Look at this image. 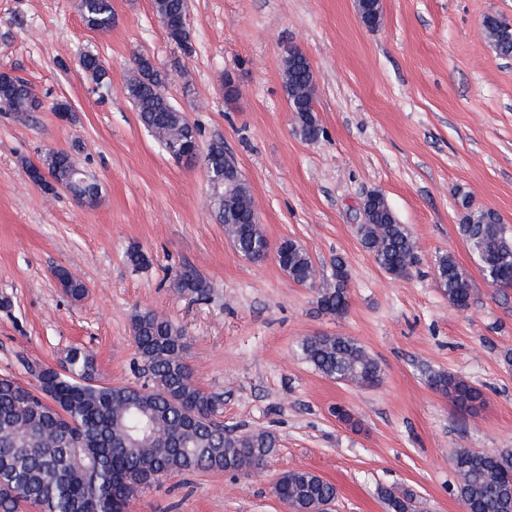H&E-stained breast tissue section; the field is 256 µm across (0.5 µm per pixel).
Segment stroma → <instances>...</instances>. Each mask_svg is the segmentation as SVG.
I'll use <instances>...</instances> for the list:
<instances>
[{
	"instance_id": "stroma-1",
	"label": "stroma",
	"mask_w": 512,
	"mask_h": 512,
	"mask_svg": "<svg viewBox=\"0 0 512 512\" xmlns=\"http://www.w3.org/2000/svg\"><path fill=\"white\" fill-rule=\"evenodd\" d=\"M376 28L355 0H187L190 50L172 42L153 0H112L111 32L89 29L80 0H0V73L26 81L34 112L0 107V376L30 382L25 360L53 366L91 352L102 382L141 385L131 331L141 308L190 339L189 363L238 433L264 430L277 451L261 476L202 472L166 480L128 512H284L273 487L304 468L336 485L333 512H387L379 488L413 493L417 512H463L452 458L512 448V288H490L458 226L457 191L512 233V60L488 40L484 15L512 21V0H382ZM315 80L324 129L301 137L282 86L286 48ZM107 67L96 84L78 64ZM145 57L202 147L224 146L252 192L270 246L299 241L323 276L349 272L345 315L320 313L312 289L274 256H241L210 208L203 160L169 157L141 125L127 85ZM238 88L224 97V82ZM70 105L61 122L55 107ZM71 154L101 187L95 204L45 190L28 169ZM382 192L420 243L409 277L382 271L357 233L366 193ZM140 250L148 265L130 263ZM469 275L468 308L449 305L435 263ZM65 268L89 292L65 293ZM208 280L207 298L175 275ZM315 334L349 336L379 362L373 387L343 384L301 360ZM445 372L480 390L473 410L434 390ZM343 406L353 423L338 421Z\"/></svg>"
}]
</instances>
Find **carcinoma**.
Returning <instances> with one entry per match:
<instances>
[{
  "mask_svg": "<svg viewBox=\"0 0 512 512\" xmlns=\"http://www.w3.org/2000/svg\"><path fill=\"white\" fill-rule=\"evenodd\" d=\"M154 8L159 15L177 17L184 0H154ZM356 8L362 23L378 25L380 0H357ZM80 10L88 28L112 31V0H80ZM482 25L497 53H512V25L493 14L485 16ZM140 64V75L128 85L129 97L140 123L168 154L196 132L160 93L167 74L147 59H140ZM82 67L98 84L106 78V69L94 54L82 56ZM282 81L301 136L317 140L324 130L314 113V99L300 94L314 84V76L299 51L284 58ZM0 104L16 112L40 107L28 83L6 73L0 74ZM45 161L62 172L78 167L63 152L48 154ZM225 165L224 149L209 147L205 166ZM458 199L464 211L458 231L477 256L484 278L495 288H512V235L496 215L472 207L467 193H458ZM210 205L241 255L257 260L268 253L267 238L260 225L252 223L254 207L247 183L220 189L211 196ZM357 231L380 269L393 278L409 275L419 243L399 223L382 193L368 196ZM276 251L279 267L292 282L316 287V266L298 241L285 239ZM435 277L451 306L468 307L473 287L452 256L437 259ZM332 280L317 287L315 300L320 312L339 317L350 302L348 271L339 257ZM174 286L200 298L210 292L207 281L182 274ZM131 327L147 368V385L95 380L96 360L81 348L70 350L65 371L43 366L34 372L33 385L0 377V512H19L24 503L38 506L40 512H127L135 496L168 478L197 471L242 472L266 464L274 454L276 440L269 432L236 434L217 422L219 400L199 387L186 358V336L178 325L139 309L132 315ZM299 351L305 362L328 378L359 387L381 381L378 361L349 336H307ZM428 381L461 405L481 399L478 389L450 374L433 372ZM452 466L467 512H512V449H462ZM274 493L291 512H325L323 506L336 499L337 489L309 470L293 468L277 480ZM380 496L388 512H414V495L409 491L383 488Z\"/></svg>",
  "mask_w": 512,
  "mask_h": 512,
  "instance_id": "cac0c4a2",
  "label": "carcinoma"
}]
</instances>
